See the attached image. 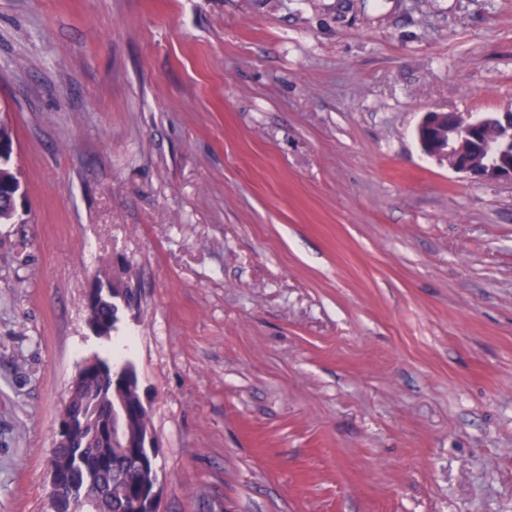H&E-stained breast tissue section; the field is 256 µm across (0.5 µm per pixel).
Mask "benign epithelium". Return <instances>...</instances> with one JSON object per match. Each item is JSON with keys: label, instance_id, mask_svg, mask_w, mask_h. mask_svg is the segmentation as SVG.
Segmentation results:
<instances>
[{"label": "benign epithelium", "instance_id": "benign-epithelium-1", "mask_svg": "<svg viewBox=\"0 0 512 512\" xmlns=\"http://www.w3.org/2000/svg\"><path fill=\"white\" fill-rule=\"evenodd\" d=\"M486 119H474L458 112L430 111L425 114L417 127V138L425 154L448 162L452 170L466 174L477 181H512V156H503L497 162L486 160L483 145L489 140L483 137ZM112 296V302L128 305L127 292L122 288H111L105 283L90 289L87 310H92L98 292ZM144 423L139 427L131 425L126 413L115 416L108 433L110 439L120 442L126 448H145L154 453L158 448L149 409L141 405Z\"/></svg>", "mask_w": 512, "mask_h": 512}]
</instances>
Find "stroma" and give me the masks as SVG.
I'll return each instance as SVG.
<instances>
[{
    "instance_id": "obj_1",
    "label": "stroma",
    "mask_w": 512,
    "mask_h": 512,
    "mask_svg": "<svg viewBox=\"0 0 512 512\" xmlns=\"http://www.w3.org/2000/svg\"><path fill=\"white\" fill-rule=\"evenodd\" d=\"M436 110H512V0H0V512L114 353L159 512H512V183ZM448 115L451 116L448 132L437 133L443 124H448ZM486 121L458 112L430 111L418 125L416 134L425 154L447 161L448 167L458 173L475 181H512V155L500 157L495 163L486 160L482 146L495 142L483 137ZM0 143L4 148L0 155V224H22L23 214L18 211V195L22 188L21 182L11 167L12 153L8 148L13 143L12 132L0 125ZM11 200L14 203H11ZM100 289H102L104 293L112 296V302L116 306V314L119 311V305L117 303V300L123 306L128 305V295H127V292L124 290V288H110L107 284H105L103 282L102 283L98 282L96 288H91L90 292L88 294V298H87V310H88V316H89L88 324H89V327L94 336H98V335H97V329H96L94 323L91 321L92 306L94 304V301H95Z\"/></svg>"
}]
</instances>
